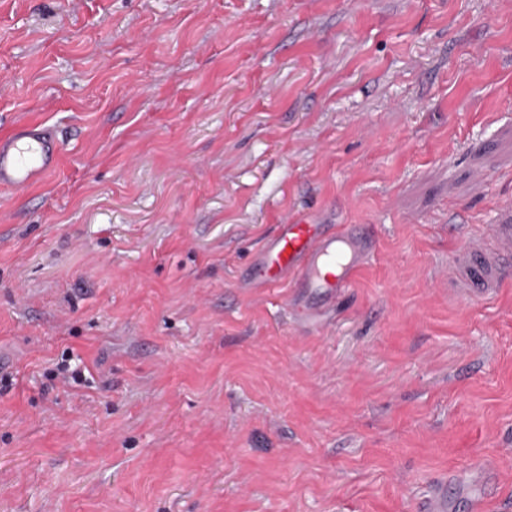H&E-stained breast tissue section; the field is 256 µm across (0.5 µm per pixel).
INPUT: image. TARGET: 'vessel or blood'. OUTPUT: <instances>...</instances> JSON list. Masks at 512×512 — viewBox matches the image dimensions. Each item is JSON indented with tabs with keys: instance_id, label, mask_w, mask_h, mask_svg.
<instances>
[{
	"instance_id": "vessel-or-blood-1",
	"label": "vessel or blood",
	"mask_w": 512,
	"mask_h": 512,
	"mask_svg": "<svg viewBox=\"0 0 512 512\" xmlns=\"http://www.w3.org/2000/svg\"><path fill=\"white\" fill-rule=\"evenodd\" d=\"M60 153L53 127L18 126L0 137V187H32L57 167ZM376 250L371 231L295 215L276 225L241 271L238 285L254 294L281 286L294 288L290 303L294 314L318 327ZM511 273L512 198H508L500 203L494 223L478 225L455 250L448 264V284L465 299L485 300L503 288Z\"/></svg>"
}]
</instances>
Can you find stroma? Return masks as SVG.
I'll return each instance as SVG.
<instances>
[{
  "label": "stroma",
  "mask_w": 512,
  "mask_h": 512,
  "mask_svg": "<svg viewBox=\"0 0 512 512\" xmlns=\"http://www.w3.org/2000/svg\"><path fill=\"white\" fill-rule=\"evenodd\" d=\"M0 512H512V0H0ZM379 244L306 332L236 272L282 218ZM79 354L90 376L45 377ZM60 142L53 127L22 124L0 137V187L26 190L58 165ZM512 268V198L503 200L497 219L480 224L455 250L448 286L468 300H485L504 287Z\"/></svg>",
  "instance_id": "1"
}]
</instances>
